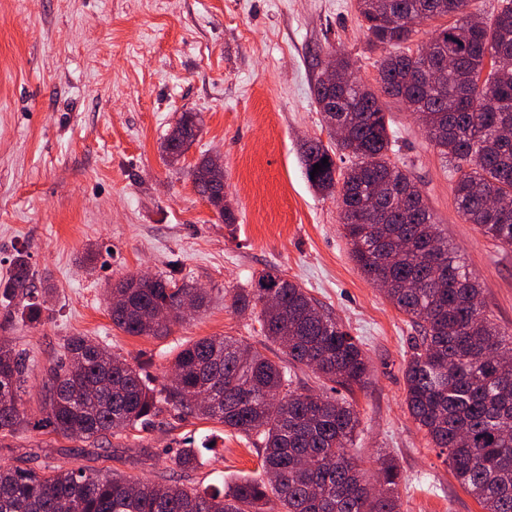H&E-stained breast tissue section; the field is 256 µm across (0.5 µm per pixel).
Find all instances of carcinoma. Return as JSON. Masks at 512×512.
Returning a JSON list of instances; mask_svg holds the SVG:
<instances>
[{"instance_id":"obj_1","label":"carcinoma","mask_w":512,"mask_h":512,"mask_svg":"<svg viewBox=\"0 0 512 512\" xmlns=\"http://www.w3.org/2000/svg\"><path fill=\"white\" fill-rule=\"evenodd\" d=\"M470 2L357 0L368 43L383 50L376 84L362 82L355 61L336 53L342 72L334 85L317 79L314 97L325 127L340 126L344 137L334 149L307 141L302 163L314 173L312 186L336 197L363 276L373 284L384 278L387 299L418 333L404 372L409 414L484 512H512V337L488 319L481 283L441 236L406 165L391 156L386 112L393 100L418 115L454 179L461 218L495 245L512 248V3L484 16L470 11ZM448 17L427 41L431 52L407 46L418 26ZM198 132L196 115L183 113L165 141L168 157L179 160ZM334 152L350 165L336 167ZM222 178L207 155L192 170L204 198ZM32 280L20 252L0 281V302L29 324L42 315ZM185 298L198 312L207 303L202 288L130 274L112 289L108 309L124 333L159 337L183 318ZM231 306L254 316L282 357L273 360L232 336L202 338L176 353L177 381L158 388L145 366L72 336L64 361L48 370L42 423L67 437L120 439L165 412L203 415L256 437L268 480L199 492L81 468L39 473L0 466V512H399L394 460L379 458L381 489L369 495L370 479L348 452L359 425L354 406L292 389L298 365L349 391L365 385L370 367L358 342L274 268L234 289ZM28 371L24 354L0 343L1 432L25 422L20 390ZM205 450L210 444L178 449L176 465L184 474L199 469Z\"/></svg>"}]
</instances>
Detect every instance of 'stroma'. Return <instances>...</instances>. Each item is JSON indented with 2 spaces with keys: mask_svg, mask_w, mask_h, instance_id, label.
Segmentation results:
<instances>
[{
  "mask_svg": "<svg viewBox=\"0 0 512 512\" xmlns=\"http://www.w3.org/2000/svg\"><path fill=\"white\" fill-rule=\"evenodd\" d=\"M332 48L374 82L381 52L367 42L356 0H0V278L22 251L35 282L54 286L38 324L0 311V339L22 349L29 366L27 420L0 435V465L83 467L156 483L180 477L200 490L261 478V448L201 417L164 414L95 444L39 421L46 371L70 336L133 365L149 361L159 385L170 378L171 350L205 337L241 338L277 358L259 324L224 296L274 266L368 356L369 382L350 393L306 367L294 374L297 388L354 401L351 454L372 473L379 451L393 455L401 512H483L408 413L411 324L358 270L335 198L305 174L302 144L329 138L313 86ZM387 111L398 158L442 236L479 277L485 311L512 333V248L464 223L448 168L415 117L394 101ZM185 112L200 115L201 131L173 163L162 145ZM205 155L223 160L236 223H224L193 185ZM90 248L98 258L86 265ZM144 272L206 289L210 302L168 335H127L112 325L109 291ZM209 435L204 467L182 476L177 449Z\"/></svg>",
  "mask_w": 512,
  "mask_h": 512,
  "instance_id": "stroma-1",
  "label": "stroma"
}]
</instances>
